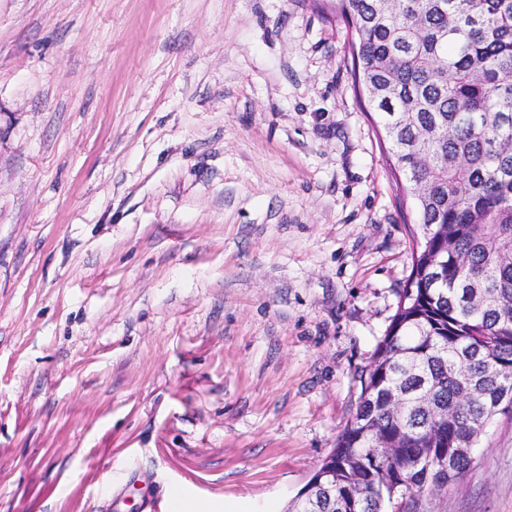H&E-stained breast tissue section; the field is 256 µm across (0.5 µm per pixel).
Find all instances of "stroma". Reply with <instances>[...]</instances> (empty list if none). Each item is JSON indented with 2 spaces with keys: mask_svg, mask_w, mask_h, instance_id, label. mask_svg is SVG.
<instances>
[{
  "mask_svg": "<svg viewBox=\"0 0 512 512\" xmlns=\"http://www.w3.org/2000/svg\"><path fill=\"white\" fill-rule=\"evenodd\" d=\"M323 0H0V512H285L416 210ZM425 512H512V407Z\"/></svg>",
  "mask_w": 512,
  "mask_h": 512,
  "instance_id": "stroma-1",
  "label": "stroma"
}]
</instances>
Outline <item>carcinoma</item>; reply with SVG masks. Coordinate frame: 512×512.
Segmentation results:
<instances>
[{
	"label": "carcinoma",
	"instance_id": "carcinoma-1",
	"mask_svg": "<svg viewBox=\"0 0 512 512\" xmlns=\"http://www.w3.org/2000/svg\"><path fill=\"white\" fill-rule=\"evenodd\" d=\"M332 2L421 236L355 415L318 469L331 489L320 512H423L424 493L472 465L445 472L438 458L512 405V0Z\"/></svg>",
	"mask_w": 512,
	"mask_h": 512
}]
</instances>
